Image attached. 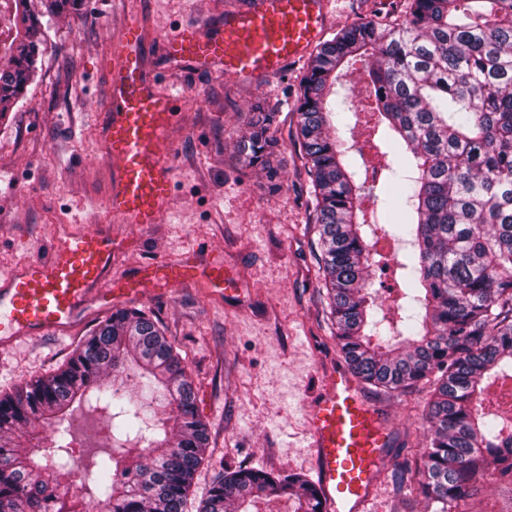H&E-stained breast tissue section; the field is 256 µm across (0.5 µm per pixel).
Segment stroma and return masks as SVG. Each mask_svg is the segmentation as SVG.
Listing matches in <instances>:
<instances>
[{"instance_id":"stroma-1","label":"stroma","mask_w":512,"mask_h":512,"mask_svg":"<svg viewBox=\"0 0 512 512\" xmlns=\"http://www.w3.org/2000/svg\"><path fill=\"white\" fill-rule=\"evenodd\" d=\"M322 40L353 24L393 12L399 0H327ZM243 0H90L43 29L37 69L0 119V277L45 257L60 227L109 226L128 247L112 268L120 277L148 258L194 249L202 262L222 260L241 295L225 297L201 282L145 295L137 307L158 320L179 349L193 383L209 447L194 480L204 494L237 467L313 479L304 410L321 376L342 353L323 286L315 199L295 141L296 107L308 63L272 78L228 80L220 71L170 67L159 45L184 25L223 21ZM144 22L145 64L166 73L164 90L187 101L175 127V185L157 224H122L103 205L114 183L99 140L112 63L107 51L132 18ZM276 112L280 147L272 156L283 187L245 169L234 144L255 102ZM108 316L91 308L68 334L43 333L0 348V393L61 367L87 333ZM388 416L391 442L374 492L373 512H422L415 487L397 488L398 467L415 464L425 446L422 416L429 385L410 392L366 386ZM84 470L106 447L100 413L73 420Z\"/></svg>"}]
</instances>
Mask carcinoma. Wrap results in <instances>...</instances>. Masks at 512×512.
Returning <instances> with one entry per match:
<instances>
[{
    "mask_svg": "<svg viewBox=\"0 0 512 512\" xmlns=\"http://www.w3.org/2000/svg\"><path fill=\"white\" fill-rule=\"evenodd\" d=\"M9 43L0 55V112L35 72L42 19L85 0H5ZM364 69L361 111L387 158L375 230L361 209L345 109L327 108L344 71ZM297 131L316 196L324 287L337 344L364 383L407 392L432 383L421 465L405 468L424 512H472L484 485L512 501V0H405L404 15L370 19L317 47L299 96ZM274 112H251L236 152L274 182ZM409 245L404 258L367 253L368 235ZM395 264L402 288L383 307L369 260ZM126 374L120 384L108 381ZM107 413L113 448L92 475L107 512H185L209 445L184 359L136 308L101 321L54 373L0 394V512H85L61 476L69 418ZM42 421L51 441L27 430ZM322 512L313 483L240 468L214 482L199 512Z\"/></svg>",
    "mask_w": 512,
    "mask_h": 512,
    "instance_id": "carcinoma-1",
    "label": "carcinoma"
}]
</instances>
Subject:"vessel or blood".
<instances>
[{"label":"vessel or blood","instance_id":"obj_1","mask_svg":"<svg viewBox=\"0 0 512 512\" xmlns=\"http://www.w3.org/2000/svg\"><path fill=\"white\" fill-rule=\"evenodd\" d=\"M326 25L324 0H248L209 31L183 26L161 53L174 65L225 77L263 78L301 60ZM142 21L128 23L111 48V73L101 128L105 157L115 172L105 206L125 224L158 223L173 193L169 132L181 112L176 94L161 91L164 74L149 75L141 52ZM116 259L110 233L82 230L59 235L45 258L0 278V344L45 331L68 332L92 304L136 299L141 284L205 280L224 293L237 280L218 262L201 265L196 252L152 258L112 285ZM312 448L325 512H373L374 485L391 436L382 406L363 392L355 374L338 363L307 405Z\"/></svg>","mask_w":512,"mask_h":512}]
</instances>
